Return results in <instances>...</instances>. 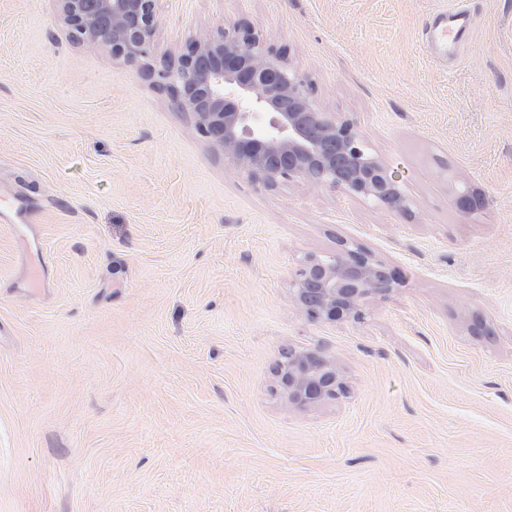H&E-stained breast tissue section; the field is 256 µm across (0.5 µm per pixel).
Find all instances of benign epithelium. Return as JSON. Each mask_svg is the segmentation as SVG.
Returning a JSON list of instances; mask_svg holds the SVG:
<instances>
[{"label":"benign epithelium","mask_w":512,"mask_h":512,"mask_svg":"<svg viewBox=\"0 0 512 512\" xmlns=\"http://www.w3.org/2000/svg\"><path fill=\"white\" fill-rule=\"evenodd\" d=\"M69 39L102 47L166 89L211 149L266 186L301 179L342 188L386 208L408 212L399 181L369 153L353 121L316 109L304 75L287 67L247 24L217 27L154 67L158 0H55ZM294 295L310 319H358L366 302L399 287L396 274L362 248L341 242L323 261L305 257ZM283 397L310 408L345 392L336 365L315 349H288L274 368Z\"/></svg>","instance_id":"1"}]
</instances>
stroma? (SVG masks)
Returning a JSON list of instances; mask_svg holds the SVG:
<instances>
[{
    "label": "stroma",
    "mask_w": 512,
    "mask_h": 512,
    "mask_svg": "<svg viewBox=\"0 0 512 512\" xmlns=\"http://www.w3.org/2000/svg\"><path fill=\"white\" fill-rule=\"evenodd\" d=\"M461 2L458 57L429 58L427 20ZM158 12V68L249 23L412 206L256 183L165 90L73 44L54 0H0V197L34 218L0 225V512H512V0ZM464 187L482 208L453 204ZM342 240L402 284L309 319L291 272ZM291 347L333 360L344 395L288 407Z\"/></svg>",
    "instance_id": "35a3bbf8"
}]
</instances>
